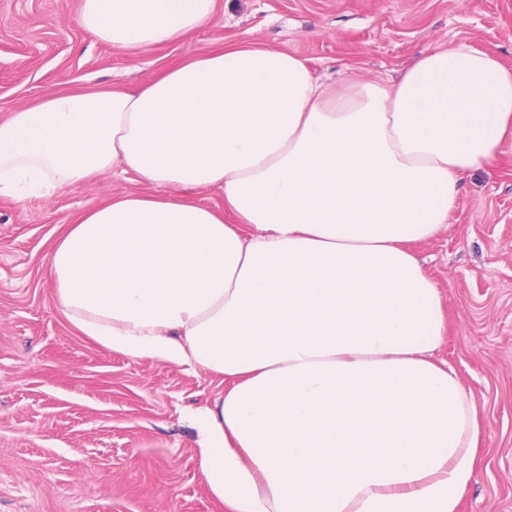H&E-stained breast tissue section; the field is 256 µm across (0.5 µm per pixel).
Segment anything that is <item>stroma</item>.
Returning <instances> with one entry per match:
<instances>
[{"mask_svg": "<svg viewBox=\"0 0 512 512\" xmlns=\"http://www.w3.org/2000/svg\"><path fill=\"white\" fill-rule=\"evenodd\" d=\"M82 0H0V120L53 91L138 87L191 50L258 44L323 83L396 79L425 49L465 42L512 67V0H217L180 45L110 50ZM152 188L113 171L52 199L0 197V512H224L196 456L197 410L220 377L133 359L62 312L48 254L82 211ZM440 289L439 352L485 421L458 512H512V145L459 184L448 229L414 243Z\"/></svg>", "mask_w": 512, "mask_h": 512, "instance_id": "35a3bbf8", "label": "stroma"}]
</instances>
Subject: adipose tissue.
Returning <instances> with one entry per match:
<instances>
[{
    "instance_id": "adipose-tissue-1",
    "label": "adipose tissue",
    "mask_w": 512,
    "mask_h": 512,
    "mask_svg": "<svg viewBox=\"0 0 512 512\" xmlns=\"http://www.w3.org/2000/svg\"><path fill=\"white\" fill-rule=\"evenodd\" d=\"M214 19L215 0H83L77 21L133 53ZM511 144L512 68L470 44L334 89L293 54L224 47L135 91L15 110L0 196L118 166L159 187L83 212L48 270L102 347L223 379L196 420L224 512H457L484 424L435 357L442 296L409 245L447 230L462 178Z\"/></svg>"
}]
</instances>
